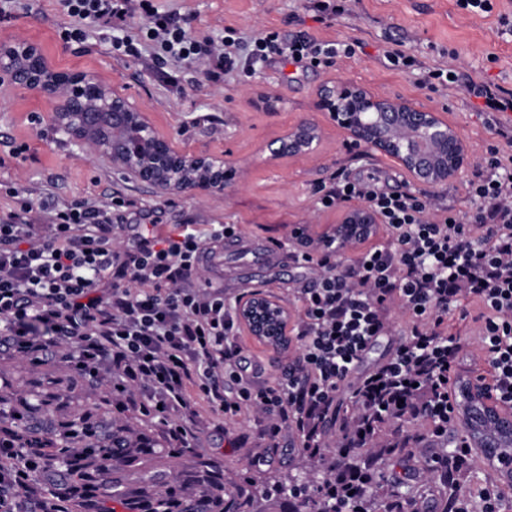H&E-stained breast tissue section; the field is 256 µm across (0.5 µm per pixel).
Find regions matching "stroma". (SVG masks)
Here are the masks:
<instances>
[{
    "label": "stroma",
    "instance_id": "obj_1",
    "mask_svg": "<svg viewBox=\"0 0 512 512\" xmlns=\"http://www.w3.org/2000/svg\"><path fill=\"white\" fill-rule=\"evenodd\" d=\"M155 4L159 11L189 19L191 32L198 37L217 39L232 27L248 39L270 28L287 42L308 37L353 41L356 53L319 67L275 55L252 74L236 70L214 83L201 68L162 62L149 48L135 56L113 55L96 28L84 41H63L60 32L70 20L56 0H11V17L0 22V42L33 41L54 69L97 74L141 107L156 131L177 149L225 157L240 168L241 176L235 187L221 194H157L116 169L106 156L60 133L49 102L35 91L0 84V215L25 200L36 205L105 204L121 198L126 205L114 215L121 224H232L239 237L270 244L288 243L291 229L300 224L323 231L335 224L340 210L317 209L315 191L337 170L389 193L411 187L397 163L348 147L328 115L317 110L316 95L333 78L444 112L474 159H481L498 141L481 100L459 88L444 96L420 88L418 73L392 69L380 48L386 39L397 40L429 68L447 67L448 52L454 49L460 54L455 64L463 77L510 86L512 37L499 35L498 30L500 15L512 18V0H496L493 12L484 16L468 14L456 0H356L352 13L326 19L307 8L306 0H155ZM267 96L276 99L275 110L263 106ZM301 118L313 120L323 130L317 152L275 165L265 162L260 145ZM201 277L223 285L227 296L259 289L290 308L295 289L309 281L310 273L287 256L275 265L253 264L251 255L238 251L228 238L223 264L205 266ZM0 380L9 382L14 399L43 404L38 418L46 437H55L65 424L90 412L127 426L142 444L138 464L119 466L114 474L127 495L137 494L143 480L154 476L170 497L188 499L199 492L205 474L214 470L222 474L225 485L243 493L246 512H270L272 500L288 502L276 495L277 483L301 477L308 492H315L325 476L335 475V465L343 456L369 463L381 484L396 478L405 481L406 494L425 495L428 503L451 494L430 465L417 461L414 451L424 448L429 457H442L452 451L459 433L452 430L432 437L430 424L422 419L388 428V435L407 440L391 456L370 445L339 454L337 446L345 442L346 434L340 425L327 423L331 446L324 462L313 463L288 430L269 437L265 421L250 413L232 419L201 413L194 426V448L169 447L158 422L142 417L133 406L121 410L109 403V381L90 385L59 357L35 364L0 351ZM260 454L271 457V466L260 470L251 466V459Z\"/></svg>",
    "mask_w": 512,
    "mask_h": 512
}]
</instances>
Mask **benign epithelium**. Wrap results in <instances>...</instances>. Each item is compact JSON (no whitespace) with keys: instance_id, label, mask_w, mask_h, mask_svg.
Here are the masks:
<instances>
[{"instance_id":"7a95c632","label":"benign epithelium","mask_w":512,"mask_h":512,"mask_svg":"<svg viewBox=\"0 0 512 512\" xmlns=\"http://www.w3.org/2000/svg\"><path fill=\"white\" fill-rule=\"evenodd\" d=\"M38 92L53 104V120L69 138L97 148L112 165L161 194L221 193L231 186L235 169L224 158L186 154L160 135L145 112L99 76L51 69L36 43H0V80ZM316 107L342 130L351 148H364L394 159L414 185L438 187L459 178L472 164L457 128L442 113L384 96L348 80L322 85ZM322 139L319 125L300 120L289 125L263 151L278 160L313 154ZM381 226L378 213L366 204L344 209L323 235L314 237L307 225L291 230L296 248L313 250L333 244L347 256L361 250ZM248 333L277 350L287 347L292 312L276 298L255 290L237 307ZM466 437L472 447L485 449L494 463L512 447V411L490 402L487 393L469 379L459 385Z\"/></svg>"}]
</instances>
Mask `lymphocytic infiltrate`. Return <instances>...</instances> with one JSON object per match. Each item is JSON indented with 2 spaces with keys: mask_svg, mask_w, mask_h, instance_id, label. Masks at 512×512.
<instances>
[{
  "mask_svg": "<svg viewBox=\"0 0 512 512\" xmlns=\"http://www.w3.org/2000/svg\"><path fill=\"white\" fill-rule=\"evenodd\" d=\"M57 2L73 20L65 39L84 40L87 26L139 12L158 51L202 66L215 82L235 64L250 72L272 54L318 65L354 51L316 39L286 43L269 29L247 42L231 28L221 40H200L152 0ZM420 85L433 92L465 86L485 112L499 116L495 133L503 143L489 147L469 180L471 207L463 213L422 192L394 195L341 171L317 189L319 208L351 200L374 208L387 240L353 260L323 247L293 251L312 281L297 296L292 333L299 354L280 374L257 382L244 365L235 304L223 287L198 282L207 253L233 236L234 226L116 224L109 203L57 206L37 224L25 201L0 217V349L36 364L68 345V359L92 383L108 374L114 391L139 388L140 414L158 420L169 442L184 448L195 438L197 395L215 415L253 412L270 434L288 429L313 459L328 445L325 422L337 415L354 446L377 440L375 422L406 414L442 436L458 425L451 391L473 344L490 368L488 392L512 407V122L501 120L512 112V88L441 68L425 69ZM396 311L404 320L398 349L359 380L353 409L343 412L341 387L372 341L391 332ZM457 322L472 340L454 333ZM33 424L23 416L0 432V512H72L53 490L52 459L96 456L86 476L99 480L122 451L97 455L79 447L84 438L112 439L103 422L88 420L37 450L27 435Z\"/></svg>",
  "mask_w": 512,
  "mask_h": 512,
  "instance_id": "obj_1",
  "label": "lymphocytic infiltrate"
}]
</instances>
